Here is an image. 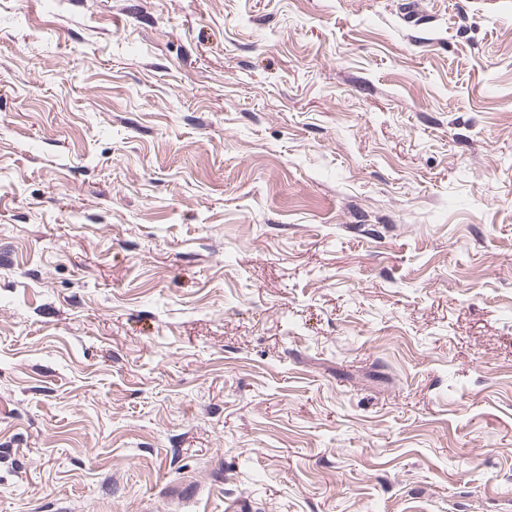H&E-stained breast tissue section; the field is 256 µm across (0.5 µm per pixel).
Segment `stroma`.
Returning <instances> with one entry per match:
<instances>
[{"label":"stroma","instance_id":"1","mask_svg":"<svg viewBox=\"0 0 512 512\" xmlns=\"http://www.w3.org/2000/svg\"><path fill=\"white\" fill-rule=\"evenodd\" d=\"M0 512H512V0H0Z\"/></svg>","mask_w":512,"mask_h":512}]
</instances>
